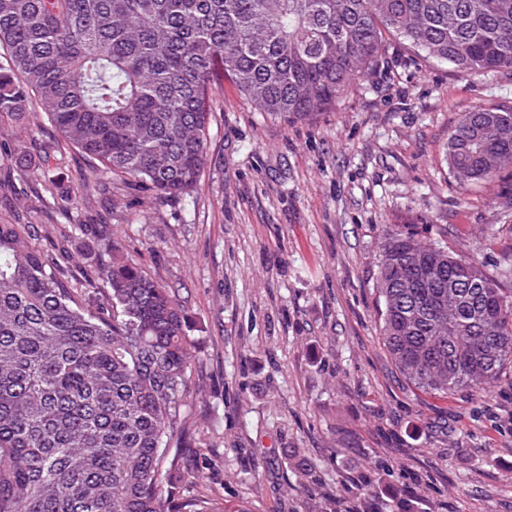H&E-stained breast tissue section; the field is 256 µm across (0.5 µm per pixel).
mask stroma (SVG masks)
<instances>
[{
    "label": "stroma",
    "mask_w": 512,
    "mask_h": 512,
    "mask_svg": "<svg viewBox=\"0 0 512 512\" xmlns=\"http://www.w3.org/2000/svg\"><path fill=\"white\" fill-rule=\"evenodd\" d=\"M383 51L382 72L306 119L271 118L232 81L214 85L205 169L181 199L118 180L103 190L40 113L0 122V224L33 225L49 257L68 241L80 288L99 261L77 227L108 221L192 319L179 456L197 495L254 512H335L360 496L370 512H512V369L482 397L409 388L381 347L376 292L396 227L492 274L512 264V168L465 191L445 162L465 112L512 111V69L463 74L393 40ZM46 167L58 173L51 193Z\"/></svg>",
    "instance_id": "1"
}]
</instances>
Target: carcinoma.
Returning <instances> with one entry per match:
<instances>
[{
  "instance_id": "obj_1",
  "label": "carcinoma",
  "mask_w": 512,
  "mask_h": 512,
  "mask_svg": "<svg viewBox=\"0 0 512 512\" xmlns=\"http://www.w3.org/2000/svg\"><path fill=\"white\" fill-rule=\"evenodd\" d=\"M388 35L463 73L512 68V0H0V117L34 101L106 178L186 197L214 81L308 118L385 64ZM445 156L459 187L492 183L512 168V111L464 113ZM30 228L0 224V512H252L165 483L191 430L195 347L173 291L109 225L80 224L107 260L77 294ZM376 291L408 386L481 395L512 369V292L477 258L397 229Z\"/></svg>"
}]
</instances>
